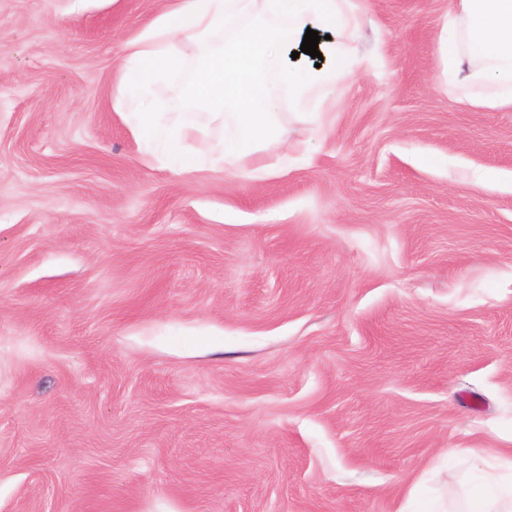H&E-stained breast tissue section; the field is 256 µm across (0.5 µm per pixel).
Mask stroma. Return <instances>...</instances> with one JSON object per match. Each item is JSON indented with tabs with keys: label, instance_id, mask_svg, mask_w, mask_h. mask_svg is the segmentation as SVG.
Returning a JSON list of instances; mask_svg holds the SVG:
<instances>
[{
	"label": "stroma",
	"instance_id": "1",
	"mask_svg": "<svg viewBox=\"0 0 512 512\" xmlns=\"http://www.w3.org/2000/svg\"><path fill=\"white\" fill-rule=\"evenodd\" d=\"M370 0L321 122L159 162L112 105L166 0H0V512H465L512 448V111ZM455 448H482L477 461Z\"/></svg>",
	"mask_w": 512,
	"mask_h": 512
}]
</instances>
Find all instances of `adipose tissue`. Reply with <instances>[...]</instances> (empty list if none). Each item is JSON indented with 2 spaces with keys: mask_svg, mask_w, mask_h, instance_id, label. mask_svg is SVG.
<instances>
[{
  "mask_svg": "<svg viewBox=\"0 0 512 512\" xmlns=\"http://www.w3.org/2000/svg\"><path fill=\"white\" fill-rule=\"evenodd\" d=\"M363 0H171L127 43L114 105L158 160L188 172L189 140L213 138L211 162L236 165L280 143L279 109L319 111L314 92L355 74ZM318 31L322 62L302 53ZM196 47L192 61L174 43ZM438 82L473 109L512 110V0H448ZM165 95L154 99L150 82Z\"/></svg>",
  "mask_w": 512,
  "mask_h": 512,
  "instance_id": "adipose-tissue-1",
  "label": "adipose tissue"
}]
</instances>
